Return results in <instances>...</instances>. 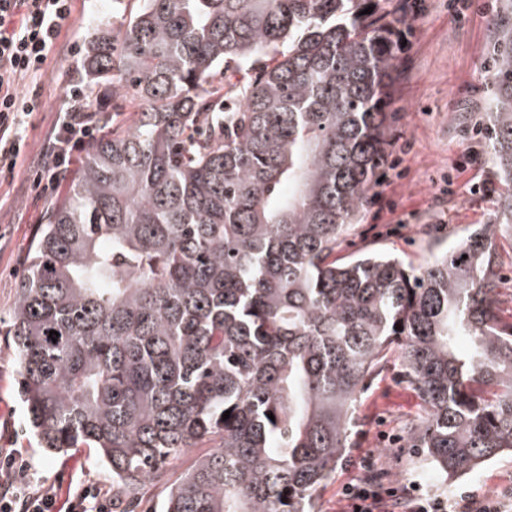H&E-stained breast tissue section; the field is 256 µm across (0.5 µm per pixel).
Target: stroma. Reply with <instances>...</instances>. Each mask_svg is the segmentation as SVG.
<instances>
[{
    "label": "stroma",
    "instance_id": "obj_1",
    "mask_svg": "<svg viewBox=\"0 0 512 512\" xmlns=\"http://www.w3.org/2000/svg\"><path fill=\"white\" fill-rule=\"evenodd\" d=\"M498 0H477L470 9L449 10L448 0H417L407 15L408 46L388 89L392 117L389 162L374 196L341 246L348 256L362 249L391 253L419 267L460 245L475 224L494 221L500 185L483 140L469 127L482 123L486 101L479 70L493 40ZM76 20L60 40L39 86L44 102L29 129V157L13 181L0 184V316H7L26 270L33 244L55 202L37 198L32 187L35 159L63 102L68 69L82 56L88 38L112 17V0H77ZM495 257L502 282L493 297L502 319L512 322V231L497 228ZM18 366L11 337L0 333V453L28 460L32 489L49 488L58 503L83 483L111 490L112 482L82 451L47 455L25 428L16 394ZM426 406L405 375L398 350L355 402L346 447L319 491L318 512H343V486L357 474L350 466L360 451H374L385 482L419 483L442 495L471 491L481 497L512 498V455L505 454L465 476L445 480L415 448L410 432ZM198 449L166 467L165 482L146 483L137 500L117 502L112 512H151L166 481L188 470Z\"/></svg>",
    "mask_w": 512,
    "mask_h": 512
}]
</instances>
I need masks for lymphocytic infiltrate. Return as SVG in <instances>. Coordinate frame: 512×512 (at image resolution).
I'll return each mask as SVG.
<instances>
[{
	"mask_svg": "<svg viewBox=\"0 0 512 512\" xmlns=\"http://www.w3.org/2000/svg\"><path fill=\"white\" fill-rule=\"evenodd\" d=\"M75 12L76 0H0V177L13 178L25 160L30 120L42 108L39 81ZM64 98L34 171V188L43 199L57 194L76 153L101 130L99 100L85 81L67 83ZM356 466L357 478L342 489L345 512H505L507 506L505 499L468 491L450 499L412 484L400 490L390 487L371 452L361 454ZM27 484L25 461L0 457V512H112L110 495L95 484L81 486L62 509L53 491L30 493Z\"/></svg>",
	"mask_w": 512,
	"mask_h": 512,
	"instance_id": "obj_1",
	"label": "lymphocytic infiltrate"
}]
</instances>
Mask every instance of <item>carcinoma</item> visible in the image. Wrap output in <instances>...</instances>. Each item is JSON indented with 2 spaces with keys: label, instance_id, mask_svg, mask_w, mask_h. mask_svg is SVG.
<instances>
[{
  "label": "carcinoma",
  "instance_id": "obj_1",
  "mask_svg": "<svg viewBox=\"0 0 512 512\" xmlns=\"http://www.w3.org/2000/svg\"><path fill=\"white\" fill-rule=\"evenodd\" d=\"M137 2L82 60L129 117L88 147L8 314L40 447L87 448L131 496L207 442L159 512H318L395 346L442 475L512 453L492 225L417 273L336 258L390 146L399 0ZM493 23L486 147L511 225L512 0Z\"/></svg>",
  "mask_w": 512,
  "mask_h": 512
}]
</instances>
